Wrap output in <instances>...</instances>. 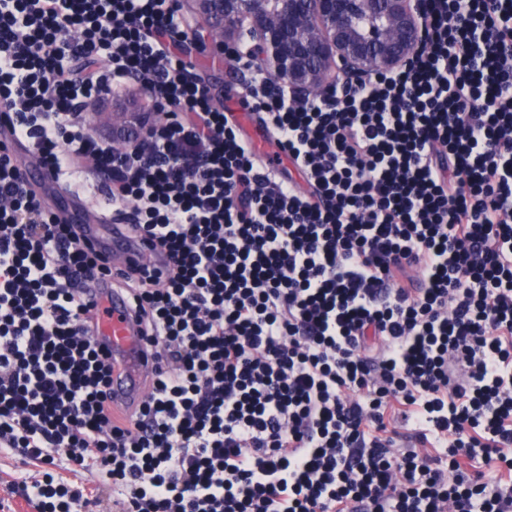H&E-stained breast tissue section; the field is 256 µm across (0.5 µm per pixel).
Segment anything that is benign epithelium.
<instances>
[{
    "label": "benign epithelium",
    "instance_id": "1",
    "mask_svg": "<svg viewBox=\"0 0 512 512\" xmlns=\"http://www.w3.org/2000/svg\"><path fill=\"white\" fill-rule=\"evenodd\" d=\"M425 0H185L208 30L201 50L236 58L288 88L297 101L355 90L409 65L428 39ZM172 107L135 111L131 99L96 111L108 118L112 147L141 152L132 128L148 132Z\"/></svg>",
    "mask_w": 512,
    "mask_h": 512
}]
</instances>
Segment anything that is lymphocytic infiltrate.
Here are the masks:
<instances>
[{"label": "lymphocytic infiltrate", "mask_w": 512, "mask_h": 512, "mask_svg": "<svg viewBox=\"0 0 512 512\" xmlns=\"http://www.w3.org/2000/svg\"><path fill=\"white\" fill-rule=\"evenodd\" d=\"M409 66L242 95L277 176L163 39L179 0H0V449L36 512H512V0H428ZM142 82L193 115L137 166L87 109ZM89 174L160 267L117 279L158 360L112 407L86 295L112 257L29 183ZM306 190H299V183ZM416 446L395 447V420ZM85 472L97 495L57 473ZM482 460L470 473L466 463Z\"/></svg>", "instance_id": "obj_1"}]
</instances>
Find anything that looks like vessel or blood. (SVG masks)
<instances>
[{"label": "vessel or blood", "mask_w": 512, "mask_h": 512, "mask_svg": "<svg viewBox=\"0 0 512 512\" xmlns=\"http://www.w3.org/2000/svg\"><path fill=\"white\" fill-rule=\"evenodd\" d=\"M113 271L137 261L159 265V258L145 244L120 232L112 234ZM90 316L97 340L112 351V401L131 404L144 395V382L153 364L139 335L133 309L126 295L117 288H94Z\"/></svg>", "instance_id": "b4317fda"}]
</instances>
